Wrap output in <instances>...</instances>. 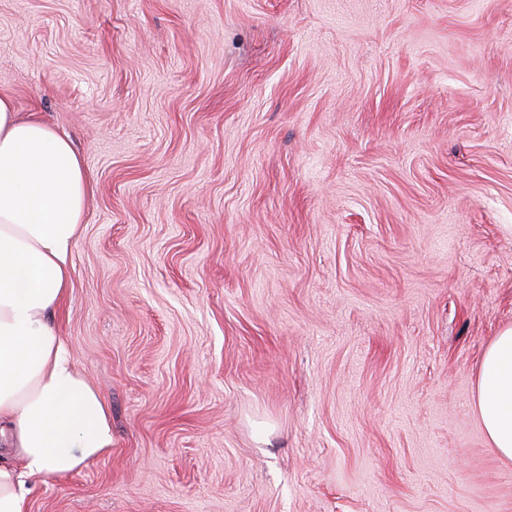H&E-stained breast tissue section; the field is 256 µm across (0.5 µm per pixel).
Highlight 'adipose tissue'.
Returning a JSON list of instances; mask_svg holds the SVG:
<instances>
[{
  "instance_id": "1",
  "label": "adipose tissue",
  "mask_w": 512,
  "mask_h": 512,
  "mask_svg": "<svg viewBox=\"0 0 512 512\" xmlns=\"http://www.w3.org/2000/svg\"><path fill=\"white\" fill-rule=\"evenodd\" d=\"M91 186L69 139L0 94V512H29V479L77 473L112 448L107 404L53 321ZM476 409L512 461V326L479 362Z\"/></svg>"
}]
</instances>
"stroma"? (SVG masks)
<instances>
[{"mask_svg":"<svg viewBox=\"0 0 512 512\" xmlns=\"http://www.w3.org/2000/svg\"><path fill=\"white\" fill-rule=\"evenodd\" d=\"M0 93L92 177L112 419L30 512H512V0H0ZM476 409L490 448L512 461V326L493 338L479 362Z\"/></svg>","mask_w":512,"mask_h":512,"instance_id":"35a3bbf8","label":"stroma"}]
</instances>
